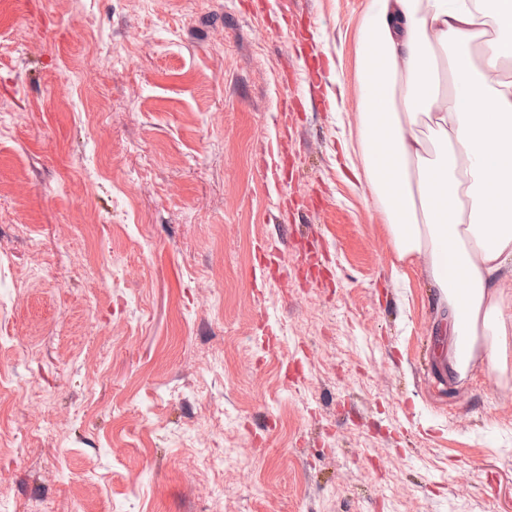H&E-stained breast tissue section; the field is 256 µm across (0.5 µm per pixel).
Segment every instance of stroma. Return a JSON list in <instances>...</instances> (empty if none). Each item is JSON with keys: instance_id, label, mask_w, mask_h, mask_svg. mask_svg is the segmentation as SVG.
<instances>
[{"instance_id": "stroma-1", "label": "stroma", "mask_w": 512, "mask_h": 512, "mask_svg": "<svg viewBox=\"0 0 512 512\" xmlns=\"http://www.w3.org/2000/svg\"><path fill=\"white\" fill-rule=\"evenodd\" d=\"M370 0H0V512H512L346 167Z\"/></svg>"}]
</instances>
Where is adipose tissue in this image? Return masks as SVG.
<instances>
[{"mask_svg":"<svg viewBox=\"0 0 512 512\" xmlns=\"http://www.w3.org/2000/svg\"><path fill=\"white\" fill-rule=\"evenodd\" d=\"M358 148L398 260L424 258L448 370L512 353V0H370Z\"/></svg>","mask_w":512,"mask_h":512,"instance_id":"ef3b65f1","label":"adipose tissue"}]
</instances>
